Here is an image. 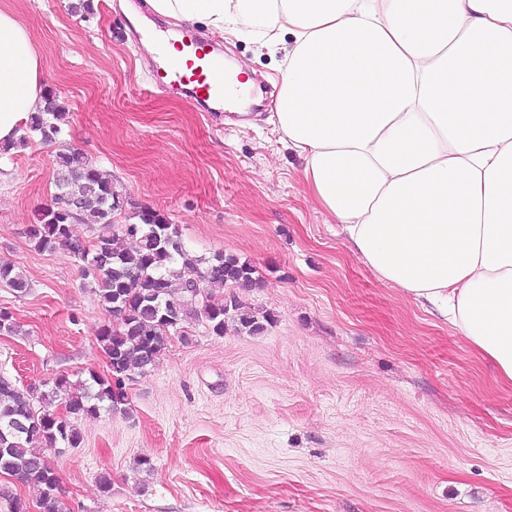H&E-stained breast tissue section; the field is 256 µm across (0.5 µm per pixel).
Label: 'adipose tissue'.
I'll use <instances>...</instances> for the list:
<instances>
[{
    "label": "adipose tissue",
    "mask_w": 512,
    "mask_h": 512,
    "mask_svg": "<svg viewBox=\"0 0 512 512\" xmlns=\"http://www.w3.org/2000/svg\"><path fill=\"white\" fill-rule=\"evenodd\" d=\"M283 45L273 114L307 188L379 280L429 304L512 382V0H149ZM43 61L0 8V142Z\"/></svg>",
    "instance_id": "adipose-tissue-1"
}]
</instances>
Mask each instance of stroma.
Returning <instances> with one entry per match:
<instances>
[{"label": "stroma", "instance_id": "stroma-1", "mask_svg": "<svg viewBox=\"0 0 512 512\" xmlns=\"http://www.w3.org/2000/svg\"><path fill=\"white\" fill-rule=\"evenodd\" d=\"M75 2L0 0L66 114L55 142L0 154V261L29 282L21 296L0 283L17 325L0 335V375L26 388L108 372L95 284L67 247L39 251L26 232L66 146L126 196L116 223L158 210L190 254L249 265L254 285L223 293L264 329L230 317L219 336L189 318L124 405L73 418L80 445L45 452L66 512H512V383L337 235L267 121L282 50L179 26L254 70L262 101L232 120L151 85L120 0Z\"/></svg>", "mask_w": 512, "mask_h": 512}]
</instances>
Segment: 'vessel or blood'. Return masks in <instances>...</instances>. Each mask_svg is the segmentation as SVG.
Returning <instances> with one entry per match:
<instances>
[{"label":"vessel or blood","instance_id":"b4317fda","mask_svg":"<svg viewBox=\"0 0 512 512\" xmlns=\"http://www.w3.org/2000/svg\"><path fill=\"white\" fill-rule=\"evenodd\" d=\"M183 62L161 59L151 67L156 86H179L190 90L196 100L216 105L224 102V78L215 62L195 39L184 41L181 47Z\"/></svg>","mask_w":512,"mask_h":512}]
</instances>
